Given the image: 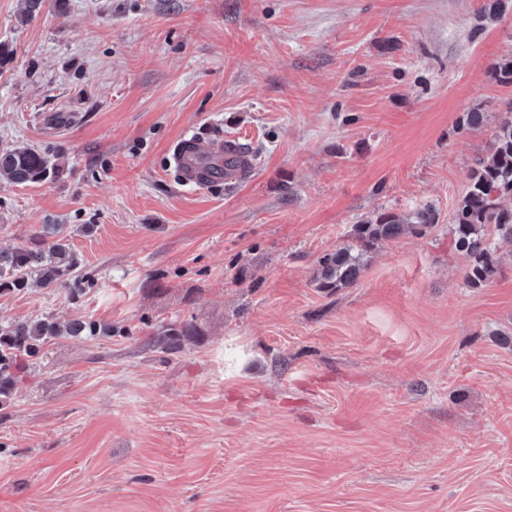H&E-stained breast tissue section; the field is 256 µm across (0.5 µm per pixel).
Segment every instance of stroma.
Segmentation results:
<instances>
[{
    "mask_svg": "<svg viewBox=\"0 0 512 512\" xmlns=\"http://www.w3.org/2000/svg\"><path fill=\"white\" fill-rule=\"evenodd\" d=\"M25 7L0 0V145L60 174L0 179V249L64 225L92 286L0 294V321L112 333L45 342L0 408V512H512V242L473 287L452 233L512 119V0ZM190 133L255 171L180 186ZM425 205L316 288L353 224ZM181 322L179 356L152 347ZM440 214L432 206L409 213L378 211L372 218L354 224L351 242H346L319 261L314 280L317 288L337 291L356 285L367 266V254L382 240H394L407 233L423 234L439 224Z\"/></svg>",
    "mask_w": 512,
    "mask_h": 512,
    "instance_id": "stroma-1",
    "label": "stroma"
}]
</instances>
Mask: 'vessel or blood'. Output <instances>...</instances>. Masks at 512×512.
Wrapping results in <instances>:
<instances>
[{
	"label": "vessel or blood",
	"instance_id": "1",
	"mask_svg": "<svg viewBox=\"0 0 512 512\" xmlns=\"http://www.w3.org/2000/svg\"><path fill=\"white\" fill-rule=\"evenodd\" d=\"M170 165L182 185L200 188L227 172L241 178L249 176L255 168V160L235 139L204 143L186 136L173 145Z\"/></svg>",
	"mask_w": 512,
	"mask_h": 512
}]
</instances>
